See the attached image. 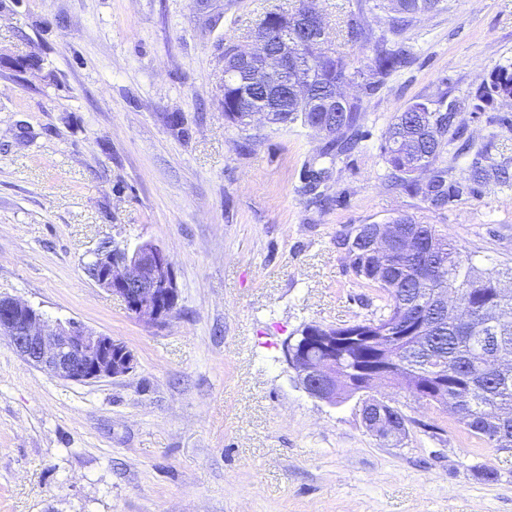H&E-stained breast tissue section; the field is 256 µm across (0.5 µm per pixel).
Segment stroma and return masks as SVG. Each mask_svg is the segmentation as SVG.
Returning <instances> with one entry per match:
<instances>
[{"label": "stroma", "instance_id": "obj_1", "mask_svg": "<svg viewBox=\"0 0 512 512\" xmlns=\"http://www.w3.org/2000/svg\"><path fill=\"white\" fill-rule=\"evenodd\" d=\"M377 0H314L334 51L359 18L411 56L362 99L364 137L331 159L299 125L224 118V47H250L266 13L298 0H0V296L124 343L134 369L88 383L47 376L0 338V512H512L499 452L402 390L400 442L373 436L355 401L296 382L285 340L309 324L373 317L336 243L408 215L447 225L479 266H512V189L438 211L389 185L397 112L446 93L473 143L512 165V108L476 110L512 64V0H444L400 31ZM37 67L17 71L14 58ZM325 170L326 204L302 188ZM149 241L174 264L165 324L130 315L85 266L102 243Z\"/></svg>", "mask_w": 512, "mask_h": 512}]
</instances>
